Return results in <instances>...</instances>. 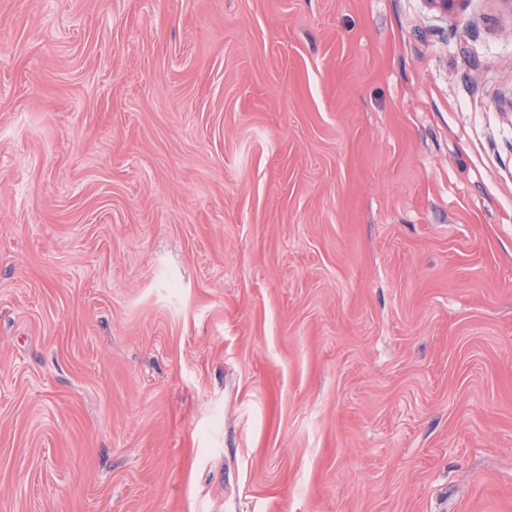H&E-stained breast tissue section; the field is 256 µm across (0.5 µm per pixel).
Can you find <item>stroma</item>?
I'll return each instance as SVG.
<instances>
[{"label": "stroma", "instance_id": "35a3bbf8", "mask_svg": "<svg viewBox=\"0 0 512 512\" xmlns=\"http://www.w3.org/2000/svg\"><path fill=\"white\" fill-rule=\"evenodd\" d=\"M0 512H512L501 0H0Z\"/></svg>", "mask_w": 512, "mask_h": 512}]
</instances>
